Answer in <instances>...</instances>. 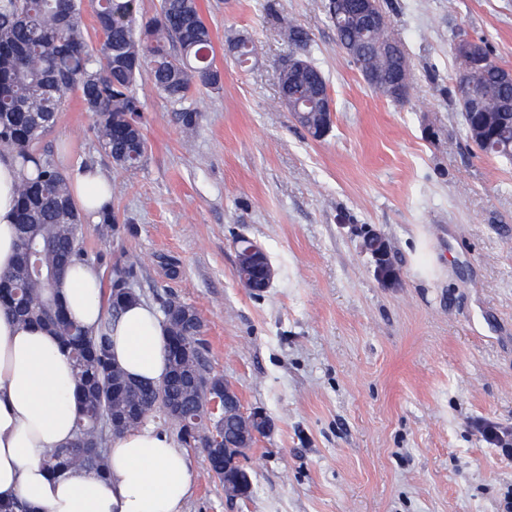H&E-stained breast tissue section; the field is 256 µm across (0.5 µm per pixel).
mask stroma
<instances>
[{"label": "stroma", "instance_id": "35a3bbf8", "mask_svg": "<svg viewBox=\"0 0 512 512\" xmlns=\"http://www.w3.org/2000/svg\"><path fill=\"white\" fill-rule=\"evenodd\" d=\"M327 0H199L223 89L178 108L141 96L143 166H113L77 95L42 146L61 168H98L114 225L87 223L83 247L163 312L202 317L211 371L263 411L270 433L240 459L252 492L232 500L187 443L182 512H504L512 453L483 440L512 427V159L467 138L453 37L485 41L512 70V0H382L411 66L407 102L373 91L340 48ZM307 33L334 123L311 138L279 107L277 73ZM251 40L241 66L229 39ZM385 240L399 283L382 285L361 248ZM260 244L276 274L244 288L235 243Z\"/></svg>", "mask_w": 512, "mask_h": 512}]
</instances>
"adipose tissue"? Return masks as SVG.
I'll use <instances>...</instances> for the list:
<instances>
[{
    "label": "adipose tissue",
    "instance_id": "ef3b65f1",
    "mask_svg": "<svg viewBox=\"0 0 512 512\" xmlns=\"http://www.w3.org/2000/svg\"><path fill=\"white\" fill-rule=\"evenodd\" d=\"M17 168L14 154L0 150V273L15 255ZM74 197L88 216L111 200L106 179L75 170ZM68 314L89 330L106 315L97 269L71 267L59 288ZM112 359L131 378L159 382L168 369L164 321L145 303L126 306L112 324ZM78 414L71 355L49 331L20 324L0 311V512H181L190 493L186 453L172 437L148 427L118 437L108 474L48 470L46 449L67 446Z\"/></svg>",
    "mask_w": 512,
    "mask_h": 512
}]
</instances>
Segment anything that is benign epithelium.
Segmentation results:
<instances>
[{
  "label": "benign epithelium",
  "instance_id": "7a95c632",
  "mask_svg": "<svg viewBox=\"0 0 512 512\" xmlns=\"http://www.w3.org/2000/svg\"><path fill=\"white\" fill-rule=\"evenodd\" d=\"M333 12L344 16L348 23L367 32L389 25L380 0H332ZM381 53L398 62L395 76L390 77L379 71H368L365 80L381 93L401 99L409 93L410 66L404 49L396 44L381 48ZM455 53L462 61V73L455 84L458 100L465 104L471 114L481 111L479 91L469 78V74L485 65L483 45L475 40H461L455 45ZM309 70L302 64L286 62L278 72V81L288 83V97L299 100L303 107L285 105L297 122H302L306 113L302 109H311L317 116L310 136L319 140L330 131L333 123V103L328 91L321 87L305 97L303 88L298 85V77ZM362 248L372 255L376 263L378 279L385 285L396 284L397 276L387 245L383 238L368 233L363 238ZM237 263L245 280L255 292L266 290L275 277V269L264 249L256 242L241 237L236 241ZM23 299L18 283L0 279V302ZM196 387L197 411L212 426L209 448L205 449L207 461L212 473L224 472V491L232 498H246L252 488L250 475L240 466L242 453L252 447L256 438L268 433L272 427L270 419L261 411L249 414L241 409L237 390L224 383L220 392H215L197 378H192Z\"/></svg>",
  "mask_w": 512,
  "mask_h": 512
}]
</instances>
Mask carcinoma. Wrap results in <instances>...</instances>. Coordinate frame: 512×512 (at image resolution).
Returning <instances> with one entry per match:
<instances>
[{
  "mask_svg": "<svg viewBox=\"0 0 512 512\" xmlns=\"http://www.w3.org/2000/svg\"><path fill=\"white\" fill-rule=\"evenodd\" d=\"M94 13L99 40L88 42L83 5ZM139 0H0V145L18 162L17 256L6 275L25 289L26 304L4 307L13 318L49 329L67 348L77 335L98 351L110 353L112 318L133 303L122 299L126 276L112 278L108 294L109 317L95 334H88L63 314L52 313L59 299L58 284L73 261L101 265L103 257L90 255L82 245L84 217L71 192L70 177L49 151L39 144L55 125L58 112L75 92L95 118L96 134L108 158L125 172L139 169L148 152L139 90L143 78L169 102L180 106L178 119L196 126L200 113L184 103L200 87L222 86L223 75L212 58V29L198 0H161L157 16L137 23ZM288 39L301 49L297 57L308 60V39L296 25L287 24ZM395 42L390 29L365 35L366 50L359 71L379 69L386 61L372 51L376 44ZM234 58L242 64L254 47L245 37L232 40ZM504 68L486 65L472 74L482 90L483 109L501 114L503 126L494 143L499 154L512 151V87L501 81ZM170 336L183 337L181 354L199 364L203 347L179 320L165 319ZM83 391V414L74 429V441L84 449L49 448L44 463L52 469L72 467L107 472L105 433L119 435L142 424L162 409L161 400L174 393L183 412L195 406L196 390L188 386L156 385L136 389L121 387L119 368H104L93 359L72 356ZM184 440L205 445L209 428L202 422L181 423Z\"/></svg>",
  "mask_w": 512,
  "mask_h": 512,
  "instance_id": "obj_1",
  "label": "carcinoma"
}]
</instances>
